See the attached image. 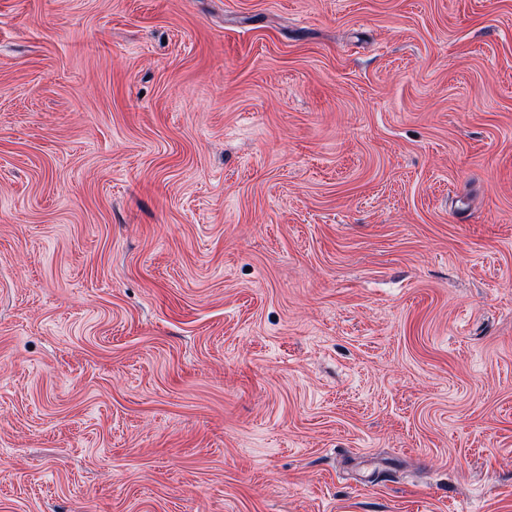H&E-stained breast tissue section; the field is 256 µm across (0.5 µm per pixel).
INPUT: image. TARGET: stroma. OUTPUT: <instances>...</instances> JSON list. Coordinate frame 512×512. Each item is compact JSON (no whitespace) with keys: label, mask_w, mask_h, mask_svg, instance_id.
I'll return each mask as SVG.
<instances>
[{"label":"stroma","mask_w":512,"mask_h":512,"mask_svg":"<svg viewBox=\"0 0 512 512\" xmlns=\"http://www.w3.org/2000/svg\"><path fill=\"white\" fill-rule=\"evenodd\" d=\"M0 512H512V0H0Z\"/></svg>","instance_id":"35a3bbf8"}]
</instances>
